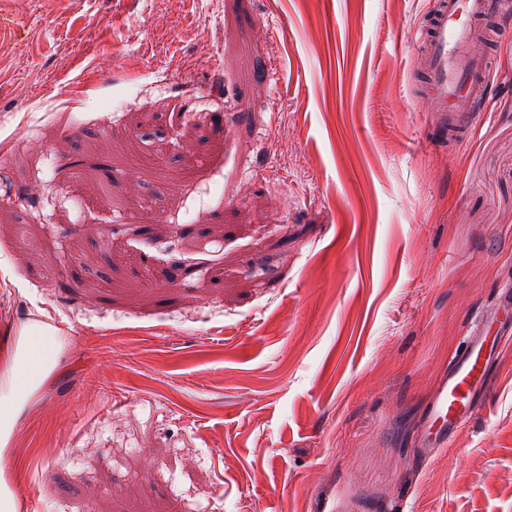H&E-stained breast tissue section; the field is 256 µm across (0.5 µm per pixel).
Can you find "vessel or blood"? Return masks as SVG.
Instances as JSON below:
<instances>
[{
  "instance_id": "1",
  "label": "vessel or blood",
  "mask_w": 512,
  "mask_h": 512,
  "mask_svg": "<svg viewBox=\"0 0 512 512\" xmlns=\"http://www.w3.org/2000/svg\"><path fill=\"white\" fill-rule=\"evenodd\" d=\"M488 14L512 15V0H437L420 30L424 92L439 112L455 113L471 125L478 104L493 80L491 61L472 56L470 46L482 33L479 19ZM491 321L481 319L474 336L456 354L448 377L434 394L429 419L436 428L432 447L443 448L479 411L487 394L493 349L486 343Z\"/></svg>"
}]
</instances>
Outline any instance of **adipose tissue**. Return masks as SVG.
<instances>
[{
    "instance_id": "ef3b65f1",
    "label": "adipose tissue",
    "mask_w": 512,
    "mask_h": 512,
    "mask_svg": "<svg viewBox=\"0 0 512 512\" xmlns=\"http://www.w3.org/2000/svg\"><path fill=\"white\" fill-rule=\"evenodd\" d=\"M68 344L60 328L38 317L10 327L0 339V454L11 447L31 405L59 377Z\"/></svg>"
}]
</instances>
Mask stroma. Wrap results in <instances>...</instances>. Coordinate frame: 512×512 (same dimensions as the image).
I'll return each mask as SVG.
<instances>
[{"label":"stroma","mask_w":512,"mask_h":512,"mask_svg":"<svg viewBox=\"0 0 512 512\" xmlns=\"http://www.w3.org/2000/svg\"><path fill=\"white\" fill-rule=\"evenodd\" d=\"M434 4L0 0V331L72 338L0 458L19 512H512V338L428 423L512 331V19L464 135ZM493 324L486 318L481 319L475 335L450 362L448 378L439 384L428 412L429 420L436 427L431 448L446 447L448 437L456 434L479 411L489 389L487 375L493 347L486 344L485 334Z\"/></svg>","instance_id":"stroma-1"}]
</instances>
